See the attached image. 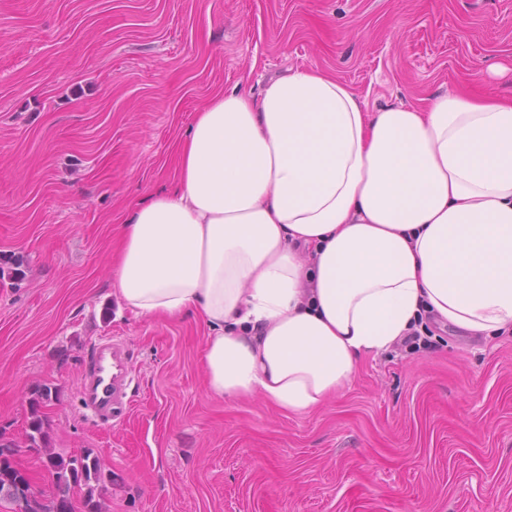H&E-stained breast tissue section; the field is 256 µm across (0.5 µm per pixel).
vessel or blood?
Listing matches in <instances>:
<instances>
[{
  "label": "vessel or blood",
  "mask_w": 512,
  "mask_h": 512,
  "mask_svg": "<svg viewBox=\"0 0 512 512\" xmlns=\"http://www.w3.org/2000/svg\"><path fill=\"white\" fill-rule=\"evenodd\" d=\"M131 382V364L124 345L104 339L95 343L84 364L79 392L88 418L100 425L124 423L134 404L128 392Z\"/></svg>",
  "instance_id": "b4317fda"
}]
</instances>
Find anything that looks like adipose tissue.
Returning <instances> with one entry per match:
<instances>
[{
  "mask_svg": "<svg viewBox=\"0 0 512 512\" xmlns=\"http://www.w3.org/2000/svg\"><path fill=\"white\" fill-rule=\"evenodd\" d=\"M112 269L137 315L194 314L217 396L306 414L431 317L512 334V101L369 109L324 69L215 92Z\"/></svg>",
  "mask_w": 512,
  "mask_h": 512,
  "instance_id": "obj_1",
  "label": "adipose tissue"
}]
</instances>
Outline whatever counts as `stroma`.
I'll return each instance as SVG.
<instances>
[{"label": "stroma", "instance_id": "obj_1", "mask_svg": "<svg viewBox=\"0 0 512 512\" xmlns=\"http://www.w3.org/2000/svg\"><path fill=\"white\" fill-rule=\"evenodd\" d=\"M320 67L369 108L462 90L512 99V0H0V428L28 393L55 451L91 448L105 512H512V335L429 321L361 358L306 416L211 395L204 326L136 315L107 256L126 208L169 189L217 90ZM102 336L131 359L123 424L82 414Z\"/></svg>", "mask_w": 512, "mask_h": 512}]
</instances>
